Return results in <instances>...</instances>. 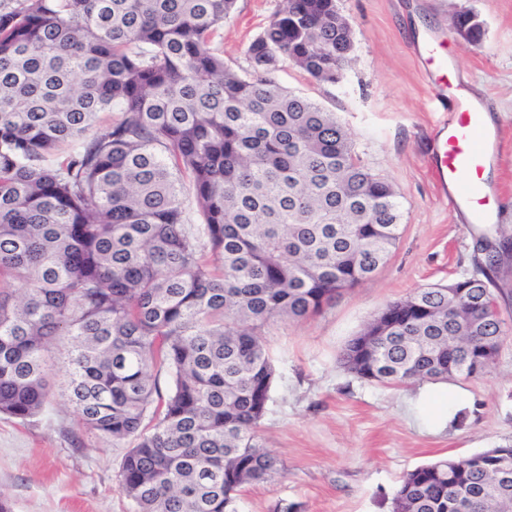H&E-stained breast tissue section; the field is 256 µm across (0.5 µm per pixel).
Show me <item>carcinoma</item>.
<instances>
[{"instance_id":"cac0c4a2","label":"carcinoma","mask_w":512,"mask_h":512,"mask_svg":"<svg viewBox=\"0 0 512 512\" xmlns=\"http://www.w3.org/2000/svg\"><path fill=\"white\" fill-rule=\"evenodd\" d=\"M234 5L0 0V413L37 416L64 356L59 396L131 444L119 489L137 512H240L244 486L282 474L259 434L276 374L264 327L370 279L401 237L393 183L336 113L275 80L289 60L336 82L351 47L336 0H285L245 76L211 48ZM475 17L454 26L478 44ZM103 112L120 116L102 129ZM478 251L466 293L492 298L497 253ZM458 292L392 302L342 366L386 386L484 375L508 333ZM505 450L408 472L393 512H512Z\"/></svg>"}]
</instances>
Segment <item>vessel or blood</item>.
<instances>
[{"label": "vessel or blood", "instance_id": "vessel-or-blood-1", "mask_svg": "<svg viewBox=\"0 0 512 512\" xmlns=\"http://www.w3.org/2000/svg\"><path fill=\"white\" fill-rule=\"evenodd\" d=\"M421 59L448 112L435 129L431 168L439 182L452 189L458 210L468 213L473 223H488L494 194L485 178L490 133L482 110L451 81L448 60L438 46L426 45Z\"/></svg>", "mask_w": 512, "mask_h": 512}]
</instances>
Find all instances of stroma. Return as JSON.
<instances>
[{
	"instance_id": "stroma-1",
	"label": "stroma",
	"mask_w": 512,
	"mask_h": 512,
	"mask_svg": "<svg viewBox=\"0 0 512 512\" xmlns=\"http://www.w3.org/2000/svg\"><path fill=\"white\" fill-rule=\"evenodd\" d=\"M282 6L283 0H236L212 49L244 72L250 42ZM338 6L354 39L339 82H318L289 63L275 79L336 113L362 164L394 183L402 237L372 279L320 314L266 327L276 379L260 436L284 474L247 486L241 512H275L282 500L298 504V512H391L394 493L414 468L512 444V338L477 379L395 388L357 379L339 362L347 341L390 302L470 276L479 237L512 236V0ZM460 9L483 21L480 44L451 28L450 16ZM425 34L445 43L453 80L493 119L494 223H469L431 171L433 132L445 114L415 50ZM446 391L459 397L462 424L425 407L431 394ZM128 448L83 427L59 397L28 421L0 415V496L13 512H135L119 489Z\"/></svg>"
}]
</instances>
